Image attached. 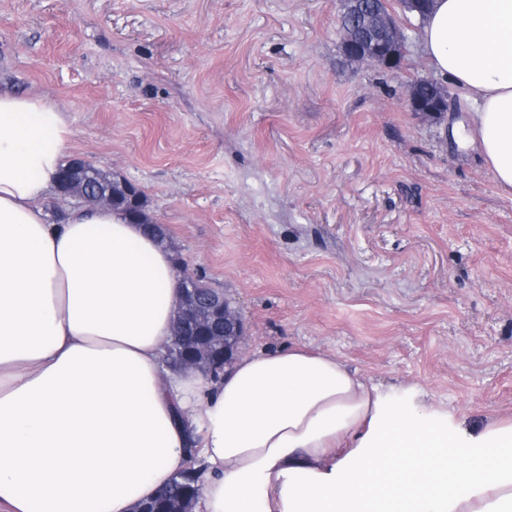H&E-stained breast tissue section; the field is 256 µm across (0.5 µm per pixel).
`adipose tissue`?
I'll return each instance as SVG.
<instances>
[{"label": "adipose tissue", "mask_w": 512, "mask_h": 512, "mask_svg": "<svg viewBox=\"0 0 512 512\" xmlns=\"http://www.w3.org/2000/svg\"><path fill=\"white\" fill-rule=\"evenodd\" d=\"M422 53L512 195V0H435ZM71 138L43 97L0 91V512H134L192 434L202 512H512V424L468 428L299 347L168 369L170 249L109 208L47 220Z\"/></svg>", "instance_id": "obj_1"}]
</instances>
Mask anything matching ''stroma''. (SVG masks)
I'll return each instance as SVG.
<instances>
[{
    "mask_svg": "<svg viewBox=\"0 0 512 512\" xmlns=\"http://www.w3.org/2000/svg\"><path fill=\"white\" fill-rule=\"evenodd\" d=\"M340 0H0V89L138 187L172 253L242 315L239 355L302 347L467 424L512 421V197L434 72L351 65ZM413 87V99L430 101L439 94V86L435 81L427 78L416 79L411 82ZM412 99V92L409 93L410 104L412 102L415 112H425L433 116H438L440 112H448V105L445 98L438 99L430 105L415 104Z\"/></svg>",
    "mask_w": 512,
    "mask_h": 512,
    "instance_id": "1",
    "label": "stroma"
}]
</instances>
